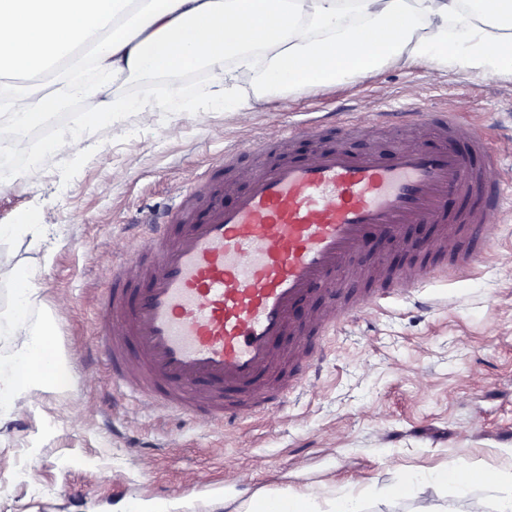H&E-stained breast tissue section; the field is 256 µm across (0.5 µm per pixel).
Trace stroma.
Returning a JSON list of instances; mask_svg holds the SVG:
<instances>
[{
	"label": "stroma",
	"instance_id": "obj_1",
	"mask_svg": "<svg viewBox=\"0 0 512 512\" xmlns=\"http://www.w3.org/2000/svg\"><path fill=\"white\" fill-rule=\"evenodd\" d=\"M415 97L478 124L512 168V126L501 123L512 80L438 76L417 64L307 88L246 116L173 111L133 114L122 127L92 123L102 159L77 144L44 153L38 183L0 185V225L54 227L51 246L29 236L0 241V258L34 270L46 306L69 300L53 334L71 362L63 391L0 422V512H157L178 495L188 512H237L276 492L322 499L341 487L364 492L363 512H432L442 497L431 489L397 499L382 490L451 463L478 474L455 499L457 512L490 499L497 453L512 448V222L470 276L424 284L443 303L390 299L343 319L309 386L231 426L128 404L90 358L114 261L145 249L140 222L166 210L205 167L225 193L236 175L213 165L225 143L269 135L274 121L302 112L364 114ZM30 469L38 487L23 478Z\"/></svg>",
	"mask_w": 512,
	"mask_h": 512
}]
</instances>
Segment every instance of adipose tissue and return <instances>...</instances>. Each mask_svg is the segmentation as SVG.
<instances>
[{"mask_svg": "<svg viewBox=\"0 0 512 512\" xmlns=\"http://www.w3.org/2000/svg\"><path fill=\"white\" fill-rule=\"evenodd\" d=\"M0 0V152L27 150L19 128L39 124L65 101H80L85 121L57 130L51 148L86 138L90 121L123 123L128 113L189 110L179 82L190 69L211 75L204 110L250 112L312 87L347 84L384 68L423 62L512 79V0ZM76 71L56 89L39 76L62 60ZM155 73L165 96H133L112 84ZM26 77L21 86L17 77ZM249 80L245 95L241 80ZM35 286L15 289L0 321V421L32 409L69 368L51 336L54 310L37 311ZM241 512H362L361 497L339 490L321 501L309 493L274 494Z\"/></svg>", "mask_w": 512, "mask_h": 512, "instance_id": "obj_1", "label": "adipose tissue"}]
</instances>
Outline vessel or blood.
<instances>
[{
	"instance_id": "b4317fda",
	"label": "vessel or blood",
	"mask_w": 512,
	"mask_h": 512,
	"mask_svg": "<svg viewBox=\"0 0 512 512\" xmlns=\"http://www.w3.org/2000/svg\"><path fill=\"white\" fill-rule=\"evenodd\" d=\"M330 126L345 138L424 126L434 146L402 145L390 160L336 146L304 163L252 169L228 205L201 173L162 220H148L145 252L112 269L96 355L113 391L153 410L236 423L244 411L284 405L295 392L297 384L274 391L265 383L283 360L282 337L311 346L339 317L396 290L413 293L448 271L464 276L492 250L504 214H512V177L503 178L489 134L409 99L359 122L344 112L294 121L249 148L271 151ZM458 196L472 208L449 209ZM414 224L435 226L436 263L385 270L375 285L352 270L368 234L408 251L405 231ZM318 289L328 302H343V311L297 325L296 302Z\"/></svg>"
}]
</instances>
